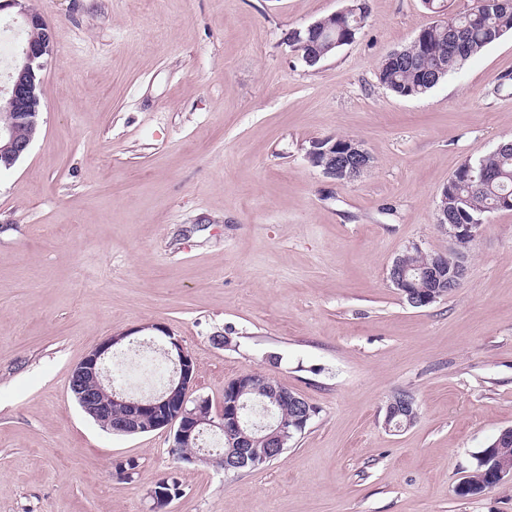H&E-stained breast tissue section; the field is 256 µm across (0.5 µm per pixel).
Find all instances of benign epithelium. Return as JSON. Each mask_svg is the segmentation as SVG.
Listing matches in <instances>:
<instances>
[{"mask_svg": "<svg viewBox=\"0 0 512 512\" xmlns=\"http://www.w3.org/2000/svg\"><path fill=\"white\" fill-rule=\"evenodd\" d=\"M19 8L27 27L33 35L24 41L16 54L15 64L8 75V86L0 90V113L6 120L0 123V162L10 168L24 156L31 140L22 137L20 128L34 126L38 120L39 71L44 59L52 53V32L49 25L37 13L25 5V0H0V11L6 7ZM310 163L319 168L323 175L340 184L353 181L372 167L373 160L360 141L354 143L326 137L312 141V149L307 153ZM437 224L448 234L450 241L461 237L476 239L481 232L479 224L448 223V189L440 192L435 207ZM441 262L421 272V279L429 287L418 288L410 275L399 272L393 265L389 280L407 302L414 307L429 306L447 296L461 285L467 273V260L445 273L440 272ZM128 335H115L105 339L90 350L83 360L71 371L69 390L82 411L110 432L124 436H136L166 429L171 435L169 452L181 464L208 462L210 455L194 452L180 454L182 448H197L201 436L209 431L224 442L222 460L225 466L235 469H256L269 458H273L288 447L294 437L291 428L301 432L316 413L312 404L299 394L279 388L273 390V401L288 399L295 409L297 418L293 425L274 416L271 407H266L269 421L261 427L264 435L257 438L250 435L247 422L248 405L241 400L247 386L246 375L230 380L224 386V407L218 414L212 413L208 398L194 394L196 378L195 362L182 341L165 330L154 340L160 342L164 358L171 364V371L160 391L148 397H134L122 388H115L109 395H103L92 388L90 383L107 369L115 348L122 345ZM124 410L121 418L112 419V408ZM411 407L386 405L384 424L389 430H400L409 426L405 420ZM263 447H257V444ZM488 488L492 489L506 480H512V459L503 455L495 458L486 474ZM152 504L150 512H170V504L175 498L169 478L156 481L149 491Z\"/></svg>", "mask_w": 512, "mask_h": 512, "instance_id": "7a95c632", "label": "benign epithelium"}]
</instances>
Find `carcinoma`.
<instances>
[{
    "mask_svg": "<svg viewBox=\"0 0 512 512\" xmlns=\"http://www.w3.org/2000/svg\"><path fill=\"white\" fill-rule=\"evenodd\" d=\"M368 17L366 0H350L347 16L329 15L317 21L319 31L309 34L305 29L288 32V47L305 45V50L326 58L344 45L352 42L364 27ZM453 25L465 33V50L456 53L449 48L448 26ZM512 32V8L505 10L496 0H476L468 12L448 17V25L433 22L422 29L414 41L399 49L400 58H381L377 78L392 94L403 98L419 97L449 74L459 70L467 60L487 46ZM483 168L490 172L491 182L475 190L466 178L468 167ZM512 199V147L506 146L490 155L463 163L456 171L455 180L448 183V217L454 224H481L487 214L508 208L506 200ZM473 241L460 238L443 254L444 264L454 266L459 255L469 253ZM436 253L405 250L400 255L405 266L419 269L432 262ZM248 391L244 398L252 401L255 412H260L263 402L270 398L273 379L265 375L249 374ZM484 468L477 464L466 476V495L476 496L485 492Z\"/></svg>",
    "mask_w": 512,
    "mask_h": 512,
    "instance_id": "1",
    "label": "carcinoma"
}]
</instances>
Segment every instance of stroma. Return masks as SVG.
Returning <instances> with one entry per match:
<instances>
[{
    "instance_id": "1",
    "label": "stroma",
    "mask_w": 512,
    "mask_h": 512,
    "mask_svg": "<svg viewBox=\"0 0 512 512\" xmlns=\"http://www.w3.org/2000/svg\"><path fill=\"white\" fill-rule=\"evenodd\" d=\"M50 25L37 136L0 170V512H512V481L457 494L512 427V211L486 216L461 287L410 306L388 270L448 249L435 204L468 160L512 138V33L426 94L379 60L434 16L368 0L365 27L317 67L288 31L349 0H27ZM360 139L372 168L339 185L312 141ZM182 339L213 410L243 373L317 409L254 470L176 465L158 430L85 416L72 368L106 338ZM226 343H219V336ZM414 394L416 422L384 427ZM137 461L125 481L118 462ZM149 495L152 500L150 512H170V504L175 498V493L169 483V476L156 481Z\"/></svg>"
}]
</instances>
